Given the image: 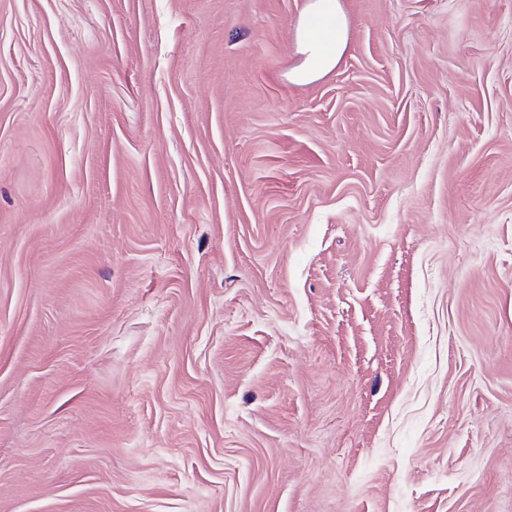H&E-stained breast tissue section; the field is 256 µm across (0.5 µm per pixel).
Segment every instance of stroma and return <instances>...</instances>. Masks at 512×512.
Here are the masks:
<instances>
[{
	"label": "stroma",
	"instance_id": "obj_1",
	"mask_svg": "<svg viewBox=\"0 0 512 512\" xmlns=\"http://www.w3.org/2000/svg\"><path fill=\"white\" fill-rule=\"evenodd\" d=\"M0 0V512H512V0ZM347 44V23L339 0H309L296 28L295 51L302 62L292 79L308 82L333 70Z\"/></svg>",
	"mask_w": 512,
	"mask_h": 512
}]
</instances>
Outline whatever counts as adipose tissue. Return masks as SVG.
<instances>
[{
    "mask_svg": "<svg viewBox=\"0 0 512 512\" xmlns=\"http://www.w3.org/2000/svg\"><path fill=\"white\" fill-rule=\"evenodd\" d=\"M347 44V23L339 0H308L296 28L295 51L302 62L293 70V80L307 82L333 70Z\"/></svg>",
    "mask_w": 512,
    "mask_h": 512,
    "instance_id": "ef3b65f1",
    "label": "adipose tissue"
}]
</instances>
